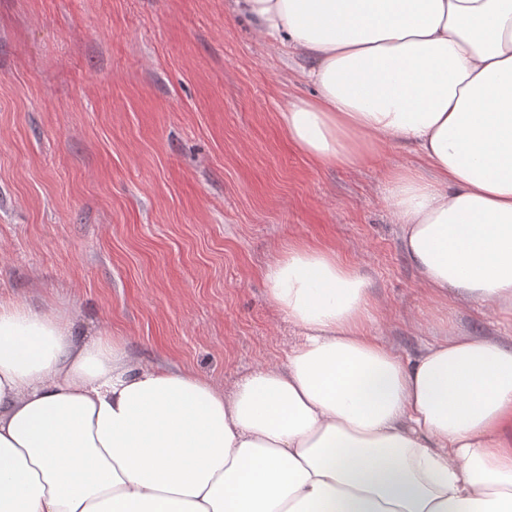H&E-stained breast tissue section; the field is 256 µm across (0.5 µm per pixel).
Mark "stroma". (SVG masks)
<instances>
[{
    "label": "stroma",
    "instance_id": "stroma-1",
    "mask_svg": "<svg viewBox=\"0 0 512 512\" xmlns=\"http://www.w3.org/2000/svg\"><path fill=\"white\" fill-rule=\"evenodd\" d=\"M313 93L232 0H0V298L228 388L294 343L264 270L300 243L364 278L399 354L507 335L403 253L382 187L407 148L345 168L289 143L277 115Z\"/></svg>",
    "mask_w": 512,
    "mask_h": 512
}]
</instances>
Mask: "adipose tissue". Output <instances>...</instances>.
Returning <instances> with one entry per match:
<instances>
[{"label":"adipose tissue","mask_w":512,"mask_h":512,"mask_svg":"<svg viewBox=\"0 0 512 512\" xmlns=\"http://www.w3.org/2000/svg\"><path fill=\"white\" fill-rule=\"evenodd\" d=\"M316 89L278 113L318 165L390 141L386 199L433 301L512 323V0H234ZM269 296L297 340L225 391L109 328L0 300V512H512V341L370 335L366 283L288 247Z\"/></svg>","instance_id":"adipose-tissue-1"}]
</instances>
